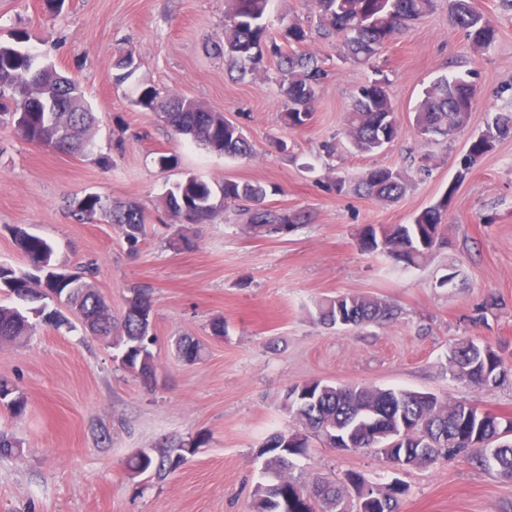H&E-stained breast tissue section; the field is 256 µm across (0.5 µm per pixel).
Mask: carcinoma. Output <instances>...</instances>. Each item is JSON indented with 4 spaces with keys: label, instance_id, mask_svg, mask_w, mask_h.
<instances>
[{
    "label": "carcinoma",
    "instance_id": "obj_1",
    "mask_svg": "<svg viewBox=\"0 0 512 512\" xmlns=\"http://www.w3.org/2000/svg\"><path fill=\"white\" fill-rule=\"evenodd\" d=\"M320 26L341 38L344 59L368 64L411 23L428 15L435 0H315ZM270 0H227L224 26V55L244 76L257 69L264 55L279 59L282 73L283 124L298 129L310 123L318 96L323 69L311 54L297 50L308 38L297 22L284 26L280 38L269 31L267 16ZM452 26L463 32L477 50L489 47L496 29L475 10L470 0H448ZM121 84L136 73L133 55L115 62ZM386 80L375 78L361 85L345 116L343 133L360 153H376L394 141L400 131L395 110L385 89ZM472 85L461 77L437 78L423 92L414 113L412 130L422 142L435 137L450 138L465 128L473 110ZM134 104L156 113L172 131L205 148L227 157H243L250 146L235 124L224 114L204 108L195 100L169 96L157 88H142ZM95 115L79 85L60 74L51 63L38 62L30 49L11 42L0 43V126L9 125L25 141L50 144L68 154H85L92 145ZM512 133V110L498 112L485 131L472 138L458 178L466 174L492 143ZM409 179L389 167L364 171L354 183L331 177L326 188L343 194L350 190L383 203L400 199ZM455 192L451 187L436 204L415 215L409 224L379 228L369 224L359 231L358 245L368 253H384L404 269L418 267L445 242L443 216ZM267 186L259 182L226 179L216 186L187 176L173 184L161 199L162 207L174 225L204 224L224 212V205L245 201L247 225L252 233L271 236L276 226L288 221H307L300 212L273 210L264 205ZM76 212L91 217L100 212L121 226L129 248L134 250L145 235L146 212L133 202L106 204L89 195L77 202ZM17 247L30 263L27 271L0 265V290L28 304L44 324L53 328L71 326L76 319L95 336L112 338L118 350L115 360L128 372L144 380L156 370L155 343L151 324V288L134 285L128 289L122 318L112 319L103 297L86 280V272L45 266L53 247L45 239L28 232L22 225L10 227ZM56 303L49 307L46 300ZM342 308L346 327L383 323L395 318L391 304L378 298L338 294L318 307V318L326 326L339 327L337 308ZM34 325L28 309L0 304V344L16 342L31 335ZM203 345L192 339L176 343V356L194 363L203 356ZM448 374L473 388L488 389L512 381V361L491 346L471 337L458 340L448 352ZM0 401L13 417L22 415L26 400L18 389L0 380ZM284 405L302 429L281 430L261 444L258 457L265 458L262 480L251 493L248 512H336V503L345 502L348 484L367 486L374 512H398L407 488L394 482L375 486L363 473L352 471L336 485L323 480L307 487L290 476L296 461L308 456L312 440L334 448L337 441L349 439L357 451L381 446L385 461L392 467L435 464L441 460L466 458L481 467L494 469L512 482V436L505 434L501 418L489 412L484 417L470 413L462 401L447 402L437 396L409 390L358 384L336 385L311 380L288 388ZM203 439H173L165 449H142L128 462L129 475L162 476L180 469L201 447Z\"/></svg>",
    "mask_w": 512,
    "mask_h": 512
}]
</instances>
